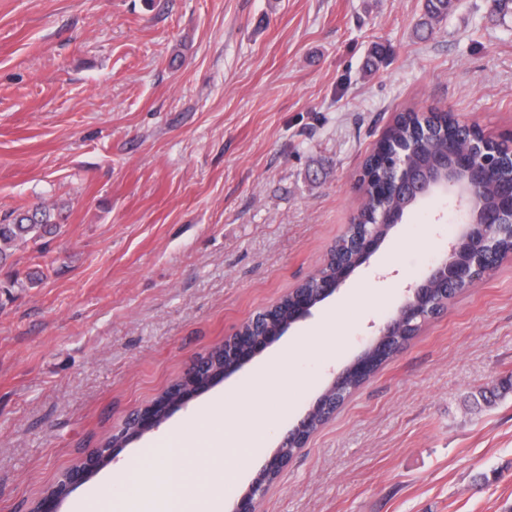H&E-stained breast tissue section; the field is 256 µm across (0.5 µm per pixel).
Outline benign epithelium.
<instances>
[{"label":"benign epithelium","mask_w":512,"mask_h":512,"mask_svg":"<svg viewBox=\"0 0 512 512\" xmlns=\"http://www.w3.org/2000/svg\"><path fill=\"white\" fill-rule=\"evenodd\" d=\"M498 152L512 156V140L496 139L484 134L465 143L448 139V156L437 155L426 164H419L408 157L400 162L397 179L408 205H416L434 195L448 197L460 215L461 222L457 235L448 242V253L428 268L418 283L406 289L394 314L368 341L369 346L376 348L387 340L405 335V329L409 327L424 326L458 293L470 288L499 265L498 245L493 231L507 228L512 233V185L500 187L498 209L481 210L475 204L486 185L489 156ZM381 242L379 232L367 229L355 237L349 245L351 255L336 254V262L339 264L336 279L318 277L313 288L294 294L292 306L288 309V325L308 317L317 303L335 293L357 268L368 263ZM276 310L277 305H271L260 312L259 316L252 318L250 329L240 326L224 338V345L234 348L231 356L224 360V366L210 363L207 355L194 361L168 386L167 391L171 397L163 405L149 403L130 416L131 429L121 432L119 441L130 443L158 429L176 409L186 406L198 394L223 381L260 354L287 330V325L276 323ZM354 369L358 370L365 381L374 375L370 366L359 356L340 371L311 409L288 430L265 467L238 497L233 512H259L260 502L269 486L265 476L278 477L288 467L289 460L283 457V449L288 447L290 440L298 441L301 448L307 444L313 435L310 419L314 414L327 412L333 415L341 407L337 399L341 389L351 379V371ZM81 461L83 465L73 467L58 481L53 495L43 496L36 502L33 512H58L60 504L75 486L85 483L101 470L102 464L98 462L96 448L88 451Z\"/></svg>","instance_id":"7a95c632"}]
</instances>
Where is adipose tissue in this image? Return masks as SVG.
<instances>
[{"mask_svg": "<svg viewBox=\"0 0 512 512\" xmlns=\"http://www.w3.org/2000/svg\"><path fill=\"white\" fill-rule=\"evenodd\" d=\"M268 418L262 406L248 413L228 411L224 414V436L228 451L253 447L264 438ZM182 441L172 437L146 464V474L139 484L136 499L113 503L112 512H223L219 492L222 478L236 480V472L214 468L207 477L179 465Z\"/></svg>", "mask_w": 512, "mask_h": 512, "instance_id": "ef3b65f1", "label": "adipose tissue"}]
</instances>
